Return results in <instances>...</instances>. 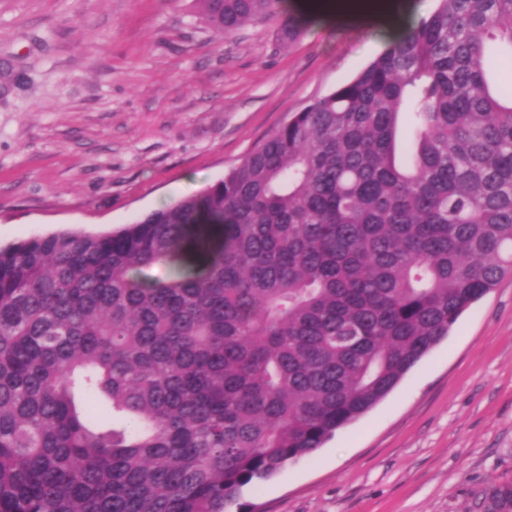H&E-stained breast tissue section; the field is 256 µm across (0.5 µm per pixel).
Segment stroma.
Segmentation results:
<instances>
[{
    "instance_id": "1",
    "label": "stroma",
    "mask_w": 512,
    "mask_h": 512,
    "mask_svg": "<svg viewBox=\"0 0 512 512\" xmlns=\"http://www.w3.org/2000/svg\"><path fill=\"white\" fill-rule=\"evenodd\" d=\"M214 38L196 0H0V245L112 232L224 176L387 47L335 0ZM512 482V276L247 512H482Z\"/></svg>"
}]
</instances>
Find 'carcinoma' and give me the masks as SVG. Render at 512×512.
I'll list each match as a JSON object with an SVG mask.
<instances>
[{"label": "carcinoma", "mask_w": 512, "mask_h": 512, "mask_svg": "<svg viewBox=\"0 0 512 512\" xmlns=\"http://www.w3.org/2000/svg\"><path fill=\"white\" fill-rule=\"evenodd\" d=\"M287 2L198 0L219 40ZM436 2L204 191L0 246V512H228L512 273V0Z\"/></svg>", "instance_id": "obj_1"}]
</instances>
